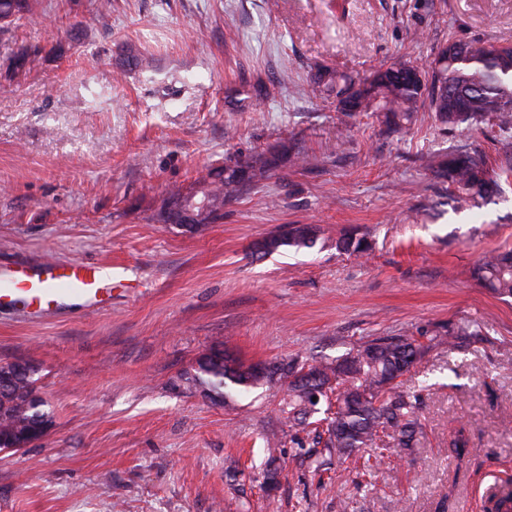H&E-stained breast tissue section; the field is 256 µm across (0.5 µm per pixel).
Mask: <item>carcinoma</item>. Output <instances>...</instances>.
Instances as JSON below:
<instances>
[{"mask_svg": "<svg viewBox=\"0 0 512 512\" xmlns=\"http://www.w3.org/2000/svg\"><path fill=\"white\" fill-rule=\"evenodd\" d=\"M29 0H0V23L29 10ZM312 84L336 102L352 88L354 109L339 112L351 118L361 112L385 114L394 126L410 124L420 112L434 114L444 126L470 133L482 124L498 127L503 135L512 133V46L484 41L450 39L438 48L422 68L413 61L397 58L383 70L364 78L341 75L319 67ZM243 168L211 170L199 182L191 197L211 206V217L224 208V199L243 184ZM436 173L454 186L459 197L488 199L497 193L499 174L478 150H460L441 162ZM294 232L288 245L310 248L316 234L302 224L289 225ZM336 247L359 257L369 250L368 242L356 234L342 237ZM477 280L501 297L512 298V252H499L480 261ZM425 351L413 336H385L362 343L336 363L298 367L294 361L271 365L268 373L235 371L224 365V351L211 352L205 364L196 362L185 383L199 388L211 402L223 405L234 395L259 385L287 386L281 412L288 421L289 441L303 443L297 432L311 425L310 418L323 413L322 430L315 431L314 443L330 456L358 457L367 449L377 457L393 446L410 448L421 434L417 413L420 396L404 386L402 377L419 362ZM35 375H17L10 388L0 385V449L13 445L32 426L54 423L53 415L36 386ZM317 391L319 400L309 397ZM326 403V409L320 404Z\"/></svg>", "mask_w": 512, "mask_h": 512, "instance_id": "cac0c4a2", "label": "carcinoma"}]
</instances>
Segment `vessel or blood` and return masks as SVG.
Returning a JSON list of instances; mask_svg holds the SVG:
<instances>
[{"label": "vessel or blood", "mask_w": 512, "mask_h": 512, "mask_svg": "<svg viewBox=\"0 0 512 512\" xmlns=\"http://www.w3.org/2000/svg\"><path fill=\"white\" fill-rule=\"evenodd\" d=\"M98 310L112 298V269L100 263L43 261L0 266V309H65L72 298Z\"/></svg>", "instance_id": "vessel-or-blood-1"}]
</instances>
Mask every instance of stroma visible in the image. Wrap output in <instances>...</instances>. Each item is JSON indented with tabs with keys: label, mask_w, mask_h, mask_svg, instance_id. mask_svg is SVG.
I'll use <instances>...</instances> for the list:
<instances>
[{
	"label": "stroma",
	"mask_w": 512,
	"mask_h": 512,
	"mask_svg": "<svg viewBox=\"0 0 512 512\" xmlns=\"http://www.w3.org/2000/svg\"><path fill=\"white\" fill-rule=\"evenodd\" d=\"M101 3L32 0L0 29V263L97 262L123 282L96 313L0 312V362L37 367L55 420L0 451V512H495L490 493L512 492V299L472 270L512 250V138L427 112L400 130L348 119L310 75L423 64L451 38L512 44V0ZM463 145L506 175L479 206L430 170ZM236 165L253 177L219 219L160 220ZM291 224L316 245L255 254ZM351 232L365 258L337 250ZM460 323L474 337L449 346ZM403 334L434 339L406 377L420 444L366 469L330 460L323 480L266 448L283 389L216 405L183 380L215 349L319 364ZM271 454L277 488L241 477Z\"/></svg>",
	"instance_id": "1"
}]
</instances>
